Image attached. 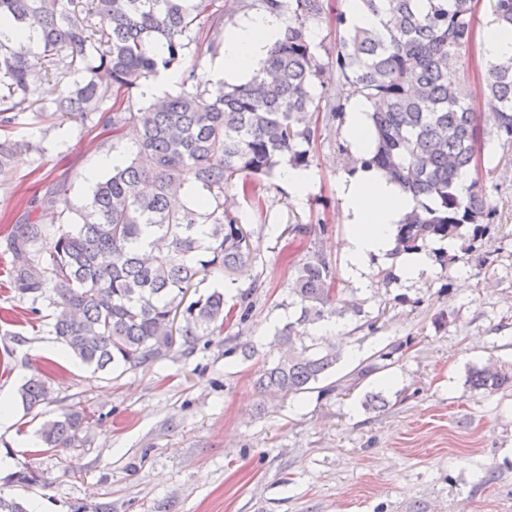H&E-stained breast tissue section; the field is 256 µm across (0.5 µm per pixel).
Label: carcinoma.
I'll return each mask as SVG.
<instances>
[{
	"label": "carcinoma",
	"mask_w": 512,
	"mask_h": 512,
	"mask_svg": "<svg viewBox=\"0 0 512 512\" xmlns=\"http://www.w3.org/2000/svg\"><path fill=\"white\" fill-rule=\"evenodd\" d=\"M288 10L283 39L246 82H203L190 66L191 89L146 107L123 109L120 98L151 75L182 66L187 50L203 42L217 52L224 15L212 0H0V126L22 112L51 111L83 126L120 129L134 121L140 140L134 157L112 167L75 208L76 224H18L11 233L12 278L19 294L54 307L52 333L68 356L100 371L136 369L163 359L171 323L189 346L223 333L224 322L247 321L252 281L240 304L226 308L215 289L185 302L188 290L214 274L243 271L251 262L250 233L224 213V186L237 175L260 177L283 164L307 167L316 129L311 114L330 126L344 104L314 87L324 63L307 32L324 16V0H261ZM378 18L373 28L348 27L336 42V74L372 106L374 148L355 159L381 171L415 205L397 225L395 248L418 249L429 238L452 239L465 225L479 233L495 210L475 177L461 192L459 180L476 173L484 151L497 140L512 145V58L485 68L480 92L488 117L474 112L471 92L456 79L455 65L472 60L477 0H361ZM493 15L512 27V0H493ZM33 30L32 50L20 34ZM163 42V50L156 44ZM68 79L51 103L37 98L40 75ZM115 99L116 109L103 108ZM41 151L32 142L0 141V172L19 151ZM197 191L191 206L172 198L185 185ZM290 293L299 316L277 330L278 357L259 370L261 395L298 398L315 390L344 357L340 346L308 345L309 329L334 318H360L358 304L340 298L338 277L323 252L312 251L295 267ZM403 344L389 343L361 360L323 396L343 395L389 368ZM474 390L512 384V370L493 361L469 374ZM39 375L20 388L25 412L48 400ZM89 417L65 408L42 424L39 452L84 448ZM44 482L26 466L0 477V512H27L4 486Z\"/></svg>",
	"instance_id": "carcinoma-1"
}]
</instances>
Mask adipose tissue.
I'll return each instance as SVG.
<instances>
[{
    "label": "adipose tissue",
    "instance_id": "1",
    "mask_svg": "<svg viewBox=\"0 0 512 512\" xmlns=\"http://www.w3.org/2000/svg\"><path fill=\"white\" fill-rule=\"evenodd\" d=\"M284 29L285 20L280 14L263 10L227 31L221 67L214 71V80L232 78L252 68L282 38ZM338 192L344 218L353 226L343 249L351 264L361 269L370 255L392 251L395 227L412 209L413 202L372 168L343 174Z\"/></svg>",
    "mask_w": 512,
    "mask_h": 512
}]
</instances>
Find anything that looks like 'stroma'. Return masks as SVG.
Returning <instances> with one entry per match:
<instances>
[{
  "mask_svg": "<svg viewBox=\"0 0 512 512\" xmlns=\"http://www.w3.org/2000/svg\"><path fill=\"white\" fill-rule=\"evenodd\" d=\"M133 129L24 112L8 130L42 150L17 156L0 175V309L13 317L0 322V401L12 413L0 443L9 446L11 470L24 465L44 477L8 494L31 512H78L97 502L112 512H512V387L483 393L467 382L488 358L512 367V146H497L479 174L496 209L481 236L467 225L454 239L422 244L429 263L410 279L389 254L369 257L365 273L341 250L351 227L338 182L352 146L346 120H337L313 143L305 196L291 194L277 174L260 178L255 199L237 185L224 189L225 210L253 233L255 257L235 281L207 280L187 298L216 288L233 297L259 280L248 321L192 348L174 342L153 364L100 372L66 361L51 333L52 307L18 294L6 237L29 214L44 224L74 222L75 207L106 174L100 157L134 156L125 140ZM55 184L65 186L64 199L41 207ZM292 224L311 232L294 240ZM315 249L335 267L343 298L377 321L371 329L337 320L334 338L351 355L336 376L392 341L403 356L346 396L267 401L255 374L277 356L275 331L298 315L291 275ZM387 272L394 281L384 280ZM234 336L254 345L251 358L225 357L224 340ZM34 374L49 398L32 416L18 389ZM378 389L387 406L366 409L365 394ZM73 404L91 417L90 448L34 452L41 424ZM483 473L488 483L479 482Z\"/></svg>",
  "mask_w": 512,
  "mask_h": 512,
  "instance_id": "stroma-1",
  "label": "stroma"
}]
</instances>
